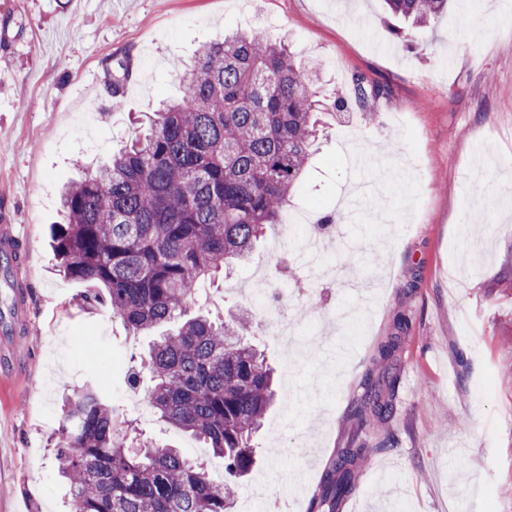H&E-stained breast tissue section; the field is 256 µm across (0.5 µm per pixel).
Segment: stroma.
Listing matches in <instances>:
<instances>
[{
  "mask_svg": "<svg viewBox=\"0 0 512 512\" xmlns=\"http://www.w3.org/2000/svg\"><path fill=\"white\" fill-rule=\"evenodd\" d=\"M255 29L317 66L327 97L360 73L388 86L372 114L356 103L326 120L285 214H336L321 258L345 268L359 294L314 281L315 260L284 224L267 225L253 258L206 286L212 314L242 311L275 280L281 239L299 258L278 300L310 345L283 364L269 308L254 309L253 341L276 370L278 397L254 436L256 465L235 488V512H307L334 449L367 447L353 496L360 512H512V0H470L421 30L383 0H0V221L31 243L23 325L0 373V512H67L53 438L61 395L92 378L145 436L222 461L135 404L127 370L147 346L111 311L88 308L51 247L59 192L77 163L98 166L143 134L175 98L199 48ZM131 74L120 99L112 73ZM363 145L376 178H391L358 221L339 211ZM405 315L393 360L387 425L351 414L378 349ZM385 449H376L378 440Z\"/></svg>",
  "mask_w": 512,
  "mask_h": 512,
  "instance_id": "stroma-1",
  "label": "stroma"
}]
</instances>
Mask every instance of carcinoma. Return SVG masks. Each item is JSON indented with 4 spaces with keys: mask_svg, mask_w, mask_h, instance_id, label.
Segmentation results:
<instances>
[{
    "mask_svg": "<svg viewBox=\"0 0 512 512\" xmlns=\"http://www.w3.org/2000/svg\"><path fill=\"white\" fill-rule=\"evenodd\" d=\"M385 3L422 28L448 10V0ZM351 86L366 109L389 94L361 74ZM343 105L340 96L324 102L318 77L287 44L259 31L236 34L202 46L181 95L153 113L148 133L65 185V222L51 240L64 274L106 289L112 315L134 335L180 320L142 360L146 398L160 419L224 461L216 481L179 449L143 439L88 382L65 399L56 445L71 512H233L235 486L255 463L250 441L276 398L275 370L251 342V314L182 316L195 289L248 256L277 223L300 186L321 116ZM407 326L397 315L379 349L388 372L355 409L357 420L392 417L389 370ZM368 452L334 451L309 512H339Z\"/></svg>",
    "mask_w": 512,
    "mask_h": 512,
    "instance_id": "carcinoma-1",
    "label": "carcinoma"
}]
</instances>
